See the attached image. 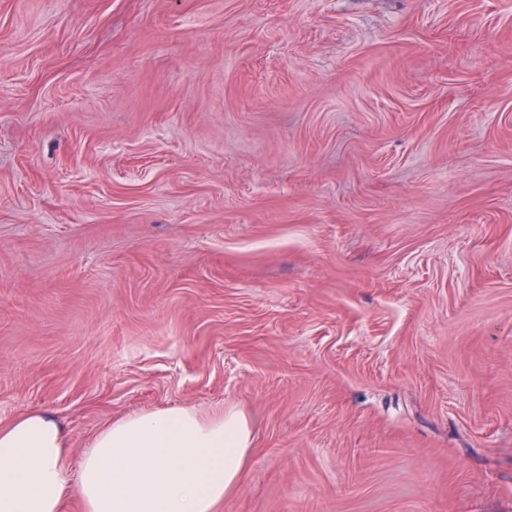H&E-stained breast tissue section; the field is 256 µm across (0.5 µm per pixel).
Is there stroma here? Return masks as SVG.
Returning <instances> with one entry per match:
<instances>
[{
  "label": "stroma",
  "instance_id": "35a3bbf8",
  "mask_svg": "<svg viewBox=\"0 0 512 512\" xmlns=\"http://www.w3.org/2000/svg\"><path fill=\"white\" fill-rule=\"evenodd\" d=\"M181 406L220 512H512V0H0V425Z\"/></svg>",
  "mask_w": 512,
  "mask_h": 512
}]
</instances>
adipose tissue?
Here are the masks:
<instances>
[{"mask_svg":"<svg viewBox=\"0 0 512 512\" xmlns=\"http://www.w3.org/2000/svg\"><path fill=\"white\" fill-rule=\"evenodd\" d=\"M243 413L165 408L116 420L69 478L68 434L45 411L0 426V512H216L240 481L251 446Z\"/></svg>","mask_w":512,"mask_h":512,"instance_id":"adipose-tissue-1","label":"adipose tissue"}]
</instances>
